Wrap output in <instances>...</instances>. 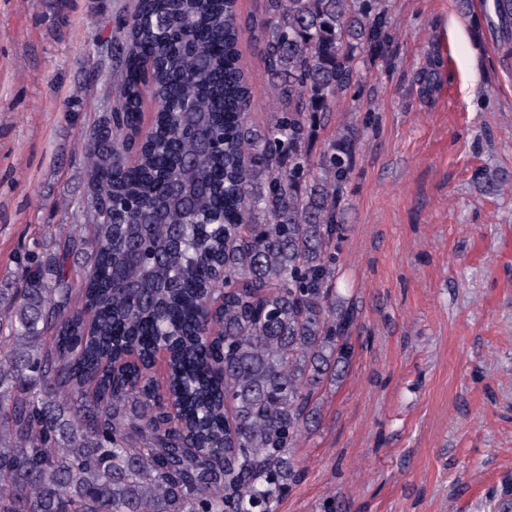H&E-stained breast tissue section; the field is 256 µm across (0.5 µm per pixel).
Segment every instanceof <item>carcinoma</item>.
Instances as JSON below:
<instances>
[{"mask_svg":"<svg viewBox=\"0 0 512 512\" xmlns=\"http://www.w3.org/2000/svg\"><path fill=\"white\" fill-rule=\"evenodd\" d=\"M265 3L260 129L238 0H137L113 30L92 268L71 288L38 261L0 303V512H277L301 481L357 320L334 284L358 133L308 144L393 27L388 0Z\"/></svg>","mask_w":512,"mask_h":512,"instance_id":"1","label":"carcinoma"}]
</instances>
